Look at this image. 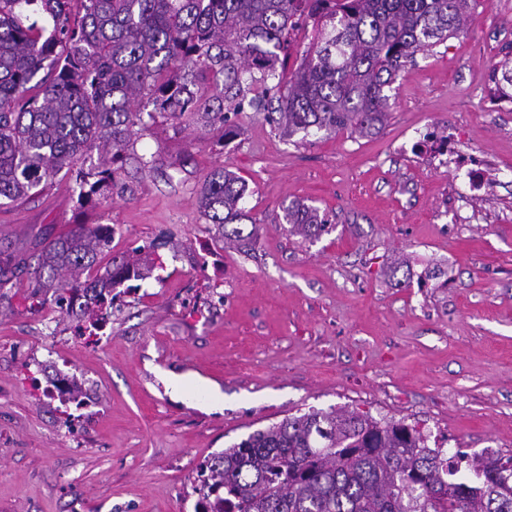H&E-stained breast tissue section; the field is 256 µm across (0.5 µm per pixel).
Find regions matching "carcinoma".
Here are the masks:
<instances>
[{
    "label": "carcinoma",
    "instance_id": "carcinoma-1",
    "mask_svg": "<svg viewBox=\"0 0 512 512\" xmlns=\"http://www.w3.org/2000/svg\"><path fill=\"white\" fill-rule=\"evenodd\" d=\"M480 0H0V206L75 180L83 207L116 182L136 128L186 121L228 139V114L265 112L292 137L316 129L374 134L388 117L386 89L408 59L460 31ZM44 18L27 22L31 6ZM314 37L282 83L294 19ZM492 77L512 86V60ZM102 168L74 171L93 151ZM202 214L229 242L245 241L248 184L215 168L203 179ZM289 232L317 237L319 211L285 208ZM100 226L48 239L22 262L56 303L93 318L112 289L150 271L112 259ZM402 421L355 410L312 409L256 430L206 458L195 512H512V457L454 454Z\"/></svg>",
    "mask_w": 512,
    "mask_h": 512
}]
</instances>
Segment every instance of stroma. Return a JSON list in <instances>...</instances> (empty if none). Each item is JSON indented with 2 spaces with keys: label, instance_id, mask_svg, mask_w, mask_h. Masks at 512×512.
<instances>
[{
  "label": "stroma",
  "instance_id": "stroma-1",
  "mask_svg": "<svg viewBox=\"0 0 512 512\" xmlns=\"http://www.w3.org/2000/svg\"><path fill=\"white\" fill-rule=\"evenodd\" d=\"M508 45L512 0H487L400 72L376 134L289 139L248 111L220 146L158 122L96 205L57 184L0 207L13 260L80 224L110 230L100 269L155 260L86 338L78 314L30 310L29 277L0 290V512H195L198 463L312 409L402 420L448 454L512 455V110L483 104ZM473 150L496 168L478 191L456 165ZM219 166L248 183L249 246L202 216ZM291 202L332 230L290 235ZM64 375L84 404L49 394Z\"/></svg>",
  "mask_w": 512,
  "mask_h": 512
}]
</instances>
